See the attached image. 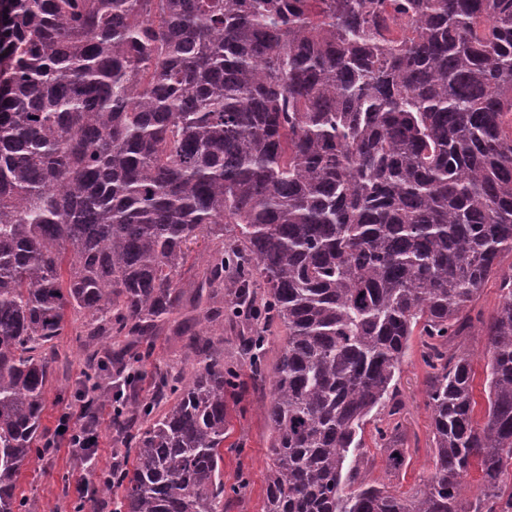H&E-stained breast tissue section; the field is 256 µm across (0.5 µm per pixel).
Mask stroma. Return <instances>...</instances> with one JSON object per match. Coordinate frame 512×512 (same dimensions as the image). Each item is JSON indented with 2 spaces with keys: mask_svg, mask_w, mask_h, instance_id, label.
I'll return each mask as SVG.
<instances>
[{
  "mask_svg": "<svg viewBox=\"0 0 512 512\" xmlns=\"http://www.w3.org/2000/svg\"><path fill=\"white\" fill-rule=\"evenodd\" d=\"M57 350L59 364L47 392L46 408L41 424L45 432H53L64 410L81 413L82 403L75 394L83 378L82 347L73 329H66ZM449 352L467 353L475 373L473 396L475 413L484 416L487 406V338L481 328L457 338ZM421 341L411 337L396 378L397 398L402 405L401 418L406 428V451L401 463L389 466L386 454L376 448L374 427L376 416L367 417L362 429L365 456L361 471L369 479L386 483L401 496L423 489L434 469L432 415L427 405L428 369L421 359ZM267 389L263 384L248 383L245 391L227 399L230 432L224 441V483L236 484L239 472H246L249 482L228 512H263L265 475L269 464L270 427L266 418ZM80 471L67 448L48 460L25 462L18 478L19 495L24 496L31 512H75L78 504L92 503L91 485H80Z\"/></svg>",
  "mask_w": 512,
  "mask_h": 512,
  "instance_id": "35a3bbf8",
  "label": "stroma"
}]
</instances>
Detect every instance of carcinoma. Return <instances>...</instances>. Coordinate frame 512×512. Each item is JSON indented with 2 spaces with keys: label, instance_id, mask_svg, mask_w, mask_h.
Listing matches in <instances>:
<instances>
[{
  "label": "carcinoma",
  "instance_id": "1",
  "mask_svg": "<svg viewBox=\"0 0 512 512\" xmlns=\"http://www.w3.org/2000/svg\"><path fill=\"white\" fill-rule=\"evenodd\" d=\"M200 281L186 299L189 245ZM512 0H0V512L70 317L95 344L133 469L112 512H224V318L266 382L264 512H512ZM494 279L500 303L470 314ZM263 288L257 292L256 287ZM232 299L224 302V288ZM191 374L152 339L186 306ZM491 354L484 421L469 355ZM434 471L404 498L360 471L361 430L403 458L395 381L414 331ZM481 473L482 495L466 497ZM356 490H351L352 486ZM465 352L470 355L472 368L475 373L473 382V396L477 405L475 413L477 418H482L487 406V364L490 362L487 353V338L477 324L468 336H460L448 345V354Z\"/></svg>",
  "mask_w": 512,
  "mask_h": 512
}]
</instances>
